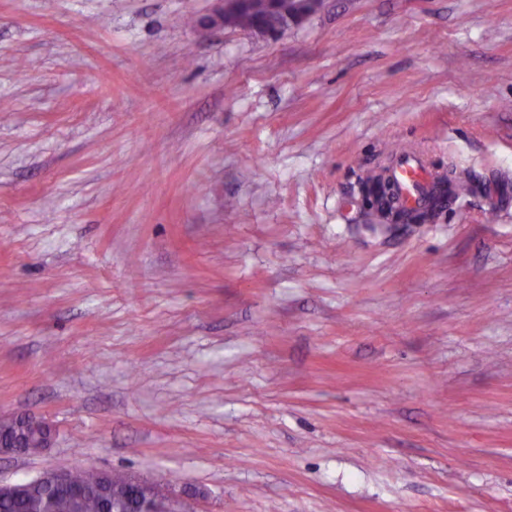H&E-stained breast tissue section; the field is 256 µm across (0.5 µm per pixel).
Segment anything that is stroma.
I'll return each mask as SVG.
<instances>
[{
    "label": "stroma",
    "instance_id": "stroma-1",
    "mask_svg": "<svg viewBox=\"0 0 512 512\" xmlns=\"http://www.w3.org/2000/svg\"><path fill=\"white\" fill-rule=\"evenodd\" d=\"M0 0V417L191 512H512V0ZM452 205L364 198L401 152ZM256 2V10L245 11L237 18V26L243 29H249L261 15L265 24L276 29L282 23V17L276 13H262L260 8L261 0H253ZM217 6L213 12L200 19L199 25L204 28L215 27H237L235 25V16L250 7V0H215ZM322 0H292L288 3V17L281 29L270 30L263 24H257L250 31L268 37H276L289 27L298 25L312 16L320 7Z\"/></svg>",
    "mask_w": 512,
    "mask_h": 512
}]
</instances>
